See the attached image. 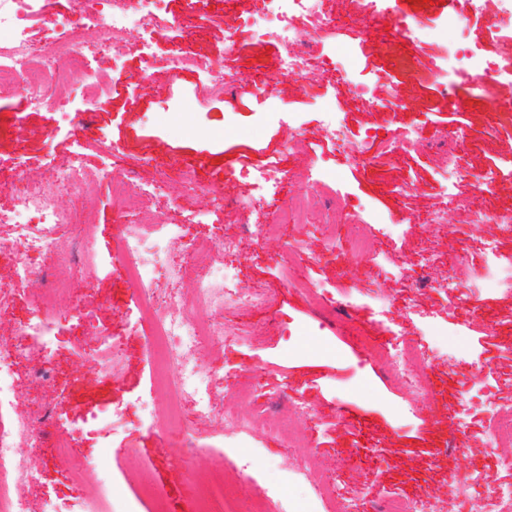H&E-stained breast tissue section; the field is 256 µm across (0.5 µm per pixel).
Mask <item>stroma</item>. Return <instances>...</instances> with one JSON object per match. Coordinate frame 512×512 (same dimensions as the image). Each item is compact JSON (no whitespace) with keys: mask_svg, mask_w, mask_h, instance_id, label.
<instances>
[{"mask_svg":"<svg viewBox=\"0 0 512 512\" xmlns=\"http://www.w3.org/2000/svg\"><path fill=\"white\" fill-rule=\"evenodd\" d=\"M260 0H168L167 10L177 20L191 19L195 27L181 47L205 62L218 63L255 78H274L276 91L266 101L246 100L235 105L232 97L212 99L202 76L186 70L171 75L161 58L171 46L173 33L166 28L152 32L156 57L144 61L135 44L123 50L120 71L112 69V55L99 51L88 30H76L74 37L82 49L93 55L96 70L106 75L107 83L99 89L77 91L58 85L53 96L70 99L74 109L91 115L98 133L118 147L117 154L106 155L86 150L88 170L98 174L97 198L93 205L91 248L99 255L111 252L118 228L137 223L145 215L168 221L197 215L198 223L187 225L190 238L216 241L240 232L242 225L253 223L252 199L245 181L225 172L228 161L241 153L262 150L264 156L282 155L296 178L288 181L274 199L264 202L265 210L274 212L296 193L307 190L303 178L313 160L309 154L293 152L289 144L297 132L308 140L319 135L321 110H335L353 136L371 134L374 146L368 163L355 164L337 157L336 172L330 177L341 193V209L331 208L316 199L306 226L288 230L294 239H303L302 253L316 278L335 294L354 296L345 309H313L303 292L288 285L289 270L281 260L283 248L277 243H251L236 257L243 282L261 283L272 293L268 313L242 310L228 319L251 329L246 342H226L203 346L198 360L212 378L214 404L224 408L231 397L235 374L248 372L259 379L258 395L267 399L279 389H286L284 400L289 409L306 407L316 422L332 423L328 435L309 433L314 446L307 458H300L286 443L265 437L255 469L268 476L280 477L282 471L299 467L318 470L336 479L342 493H362L381 501L393 492L423 498L448 488L449 474L459 476L481 472L488 485L512 481V475L496 464L497 449L486 447L482 415L472 412L471 428L459 448H446L449 437L448 413L455 410L470 385L484 368H494L493 384L502 407L512 406V295L487 293L481 299L483 317L471 321L466 315L448 316V300L443 292L430 288L412 295L413 305L430 316L433 326L423 332L430 346L452 349L472 347L471 357L452 364L435 359L431 373L438 392L436 404L420 409L405 395L397 379L380 364L367 359L360 349L365 339L379 343L393 340L406 328L407 312L395 306L387 323H377L371 313V300L364 290L376 279L375 269L352 257L346 248L332 251L326 234L345 237L346 228L340 211L366 208L372 223L400 224L404 237L397 241L375 239L374 251L384 254L396 265L397 277L381 282L387 294L402 293L412 278V264L423 254L433 253L439 264L430 268L432 280L447 279V259L455 253L466 254L467 269L459 278L470 277L471 267L483 261V245L497 238L492 224L467 223L464 213H450L449 232H427L415 223V216L448 204L447 188L439 178L448 159H456L464 175L478 177L489 158H496L501 170L512 169V150L505 141L512 133V113L495 111L484 100L464 106L470 135L460 138L448 133L447 125L435 121L433 102L447 104L453 93H463L462 77L449 75L446 89L428 98L425 88L433 84L435 73L448 54V24L452 12L450 0H404L402 7L408 23L427 31L416 53H408L394 37L361 43L351 50L353 83L368 81L373 72L391 73L401 84L402 105L391 108L378 105L362 107L338 90L335 80L315 75L309 81L296 77L276 78V60L281 49L268 46L248 34L243 21L260 7ZM236 39L233 55H226L227 36ZM179 84L192 93L181 111H166L168 89ZM418 127L421 146L416 156L393 155L383 150V142L397 128ZM81 138L51 104L50 99H34L15 88L0 90V171L14 174L8 187H0V210L10 209L16 194L26 181H36L52 193L59 205L72 206L63 186L53 181L51 169L62 167L80 144ZM155 158L166 166L165 187L156 194L151 213H144L140 199L131 196L118 202L105 172L126 173L134 160ZM196 165L200 181L216 186L228 201L218 214L207 212L204 198L194 184L184 181L179 170L185 162ZM413 176L416 190L399 196L397 184ZM65 277L77 284L78 294L86 304V319L74 318L70 298H63L54 313L53 355L58 370L53 379L31 383L30 362L42 355L40 346H29L17 362L20 375L18 396L25 407L49 401L62 424L82 429L83 435L71 456L59 458L43 449L30 454L37 473L30 495L32 512H42L46 501L70 502L92 495L91 483L76 484V465L99 458L105 446L132 447V457L125 468L145 467L149 479L161 490L167 512H194L195 504L184 492L190 478H206L209 462H201L194 473L177 467L163 438L142 421L136 405L140 396L154 393L163 400V381L151 367L144 334L136 327V301L124 282L119 268L100 271L86 259L65 270ZM0 289L9 290L13 302L0 310V338L10 336L16 324L27 320L33 309L32 289L19 283L13 274V251L0 245ZM108 333L123 343L122 372L110 380H94L95 365L88 347L98 336ZM491 343L490 353H483V343ZM125 410L122 426L106 433L91 427V415L112 407Z\"/></svg>","mask_w":512,"mask_h":512,"instance_id":"stroma-1","label":"stroma"}]
</instances>
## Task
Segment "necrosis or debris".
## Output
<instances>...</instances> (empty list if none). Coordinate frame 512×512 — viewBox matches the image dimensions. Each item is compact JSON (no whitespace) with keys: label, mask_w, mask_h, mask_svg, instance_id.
<instances>
[{"label":"necrosis or debris","mask_w":512,"mask_h":512,"mask_svg":"<svg viewBox=\"0 0 512 512\" xmlns=\"http://www.w3.org/2000/svg\"><path fill=\"white\" fill-rule=\"evenodd\" d=\"M107 8L96 10L89 0H72L66 14L49 13L47 0H0V86L48 89L57 84L78 86L89 82L93 67L89 56L78 48L74 32L79 28L93 30L101 48L120 52L129 41L136 40L141 55L152 57L153 46L146 34L149 27L167 25L178 38H186L192 27L189 21L169 19L166 0H140L143 14L134 17L129 0H107ZM261 15L249 20V27L259 37L279 44L283 52L278 70L285 76L308 79L312 74L327 72L328 53L336 43H353L368 37L369 16L376 13L378 0H356L355 12L343 20L328 11L325 0H263ZM464 7L449 17L448 26L464 33L473 18L485 19L489 29L501 40L512 39V0H463ZM49 27L52 37L43 49H36L34 31ZM167 68L171 73L195 69L202 73L211 95L217 98L242 90L248 97L269 99L270 81L242 80L233 70L216 72L210 64L176 48L170 51ZM464 67L468 77L476 79L481 95L497 102L502 79L512 77V56L491 60L461 45L451 49L446 59L447 70ZM70 121L82 129L83 150L72 153L58 173V180L78 203L76 209L58 206L55 197L40 185L28 184L18 194L13 209L0 212V226L8 228L17 249L14 277L35 285L34 312L19 323L13 336L0 340V512H30L28 491L36 473L22 451L51 444L57 455L68 456L79 437L78 430L62 429L50 404L38 410L21 408L17 396L18 377L14 361L23 342L40 345L43 356L31 370L32 377H51V321L55 289L45 287V275L34 268L31 255L51 256L59 266H67L76 257L70 227L82 223L81 204L86 203L96 185L84 164L83 151L93 147L107 152L99 135L86 129L78 113H70ZM321 141L310 148L317 161L318 173L330 172L331 160L337 153H348L356 163H365L370 151L367 139L351 138L346 125L336 112H320L318 120ZM240 175L246 178L256 200L278 194L289 177L279 157L262 163L241 161ZM307 197H297L288 208L279 210L275 219L258 214L254 223L244 225L242 232L225 235L220 247L225 254L240 253L246 241H285V260L291 269V284L306 286L312 304H329L327 288L307 282V262L301 246L286 241L289 226L302 224L307 210ZM195 216H185L183 223L166 225L164 233H156L144 224L123 225L117 244L108 257L109 264L121 266L127 284L137 300L138 322L145 329L146 346L155 370L166 376L167 402L157 408L152 396H144L139 404L148 426L166 439L174 457L186 468L210 456V449L197 446L189 428L190 420L216 424L224 432V468L233 477H247L252 489L249 512H512V484L479 494V475L452 477L446 497L436 495L424 499L394 494L369 504L355 496L339 494L317 471L300 469L293 476L277 479L252 471L253 459L259 455L260 435L276 436L302 456L309 455L311 445L305 424L307 410L276 415L269 426H262L259 407L254 398L256 378L238 382L232 388V402L224 412H216L210 376L198 364L195 355L207 343L227 339L244 342L245 332L229 326L224 313L242 309L261 311L271 301L268 289L259 285L243 286L234 268L218 267L210 260L209 249L187 240L186 227ZM346 223L354 230L347 240L351 253L373 267H384L378 254L370 249L374 234L393 236V224H367L364 217L346 214ZM184 252L183 262H174V247ZM168 277L175 284L188 281L193 285L190 299L180 292L160 294L157 283ZM370 360L387 366L414 401L431 404L435 398L427 362L431 357L417 338L397 334L387 344H372L366 349ZM478 394L484 407L487 445L501 449V467L512 470V411L499 409L494 387L480 380ZM130 449L107 448L104 456L90 463H80L75 480L91 478L99 495L106 501L120 499V512H162V495L151 484L117 478L113 460L129 457Z\"/></svg>","instance_id":"necrosis-or-debris-1"}]
</instances>
